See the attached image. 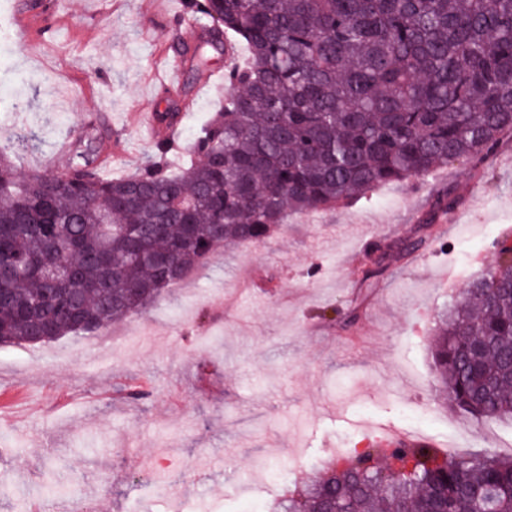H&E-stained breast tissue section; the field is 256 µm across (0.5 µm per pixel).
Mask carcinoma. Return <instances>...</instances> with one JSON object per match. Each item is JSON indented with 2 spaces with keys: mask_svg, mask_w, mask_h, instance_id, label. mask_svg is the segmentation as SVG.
<instances>
[{
  "mask_svg": "<svg viewBox=\"0 0 512 512\" xmlns=\"http://www.w3.org/2000/svg\"><path fill=\"white\" fill-rule=\"evenodd\" d=\"M193 51L232 35L249 62L177 169L161 140L107 176L76 139L65 172H17L0 146V345L101 330L144 308L220 245L492 152L512 131V0H187ZM51 265L68 267L53 282ZM448 404L512 419V256L439 316ZM512 512V456L373 448L314 467L268 512Z\"/></svg>",
  "mask_w": 512,
  "mask_h": 512,
  "instance_id": "1",
  "label": "carcinoma"
}]
</instances>
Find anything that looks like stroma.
<instances>
[{"label": "stroma", "instance_id": "stroma-1", "mask_svg": "<svg viewBox=\"0 0 512 512\" xmlns=\"http://www.w3.org/2000/svg\"><path fill=\"white\" fill-rule=\"evenodd\" d=\"M50 45L13 30L26 0H0V144L35 131L21 171L52 170L57 142L108 127L141 167L157 140L139 114L178 113L189 143L224 104L183 56L201 23L185 0H51ZM181 83L164 87L171 61ZM452 192L451 217L429 220ZM428 224V244L373 258ZM512 228V135L477 159L379 186L316 212L292 211L271 237L218 247L184 280L107 329L0 346V512L29 500L71 512H230L259 495L264 469L307 468L360 448L382 425L444 442L448 454L501 452L512 421L464 417L432 366L438 313L497 260ZM148 385L146 398L115 396Z\"/></svg>", "mask_w": 512, "mask_h": 512}]
</instances>
